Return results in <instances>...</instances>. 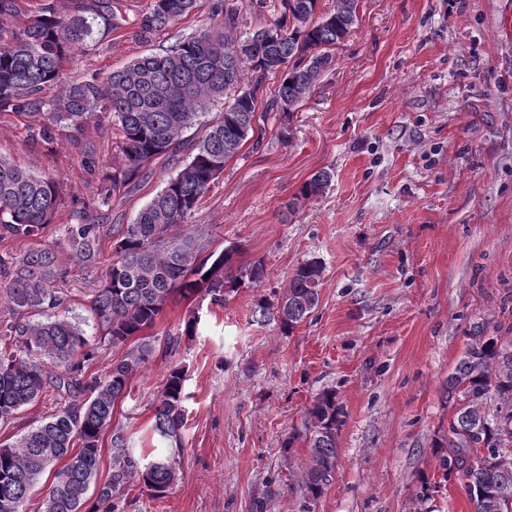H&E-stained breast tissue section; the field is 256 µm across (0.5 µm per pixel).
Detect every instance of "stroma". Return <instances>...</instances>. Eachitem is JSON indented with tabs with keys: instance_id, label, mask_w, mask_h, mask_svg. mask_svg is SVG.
I'll list each match as a JSON object with an SVG mask.
<instances>
[{
	"instance_id": "stroma-1",
	"label": "stroma",
	"mask_w": 512,
	"mask_h": 512,
	"mask_svg": "<svg viewBox=\"0 0 512 512\" xmlns=\"http://www.w3.org/2000/svg\"><path fill=\"white\" fill-rule=\"evenodd\" d=\"M358 16L294 113L291 141L268 117L194 219L201 248L241 245L265 278L224 306L202 295L158 319L157 353L113 423L141 446L165 375L182 365L185 451L172 490L155 498L131 487L125 512H473L463 480L442 481L435 445L453 413L446 382L473 330L493 334L512 307V0H361ZM207 21L203 9L146 42L129 27L79 47L48 92L108 76ZM84 141L33 143L26 119L0 112V157L86 200L96 188L82 150L111 162L112 129L89 127ZM323 168L333 174L326 193L289 212ZM172 172L156 165L121 200L122 223ZM311 259L323 265L315 310L286 336L256 324L258 300ZM177 332L178 351L165 355ZM326 390L342 413L336 468L311 501L300 434ZM427 484L438 490L425 500Z\"/></svg>"
}]
</instances>
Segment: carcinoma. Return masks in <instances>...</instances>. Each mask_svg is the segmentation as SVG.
I'll return each mask as SVG.
<instances>
[{
	"label": "carcinoma",
	"mask_w": 512,
	"mask_h": 512,
	"mask_svg": "<svg viewBox=\"0 0 512 512\" xmlns=\"http://www.w3.org/2000/svg\"><path fill=\"white\" fill-rule=\"evenodd\" d=\"M216 0L211 23L182 36L166 50L139 57L104 79L73 82L58 95H44L79 45L98 44L135 27L149 39L194 14L199 0H151L128 20L121 0H75L60 13L41 8L21 27L7 23L16 0H0V112L33 119L31 140L62 134L81 143L87 126L112 125L116 156L112 170L93 151L84 167L99 177L89 200L71 199L74 221L62 225L53 249L0 256V294L9 319L0 321V427L24 406L53 394L56 406L40 424L18 437L0 438V512H28L30 492L50 467L41 512H124L118 493L135 482L164 497L178 476L184 454L186 371L170 367L155 398L153 432L165 451L145 459L112 427L115 406L130 395V381L156 353L150 333L175 297L200 293L224 305L242 288L259 286L260 261L244 263L242 248L230 245L201 256L191 223L226 164L247 139L266 133L268 112L278 115L279 139L287 143L297 105L309 97L335 62L334 51L358 23L360 0ZM269 12L253 31H240L246 16ZM272 97L260 107L267 81ZM224 100V111L206 119L208 104ZM176 167L163 187L129 224H107L112 202L125 197L158 162ZM332 174L322 169L288 202L292 212L326 193ZM67 203L60 183L0 158V239L33 238ZM112 238L115 260L96 289L89 318L72 317L65 305L63 259L93 280L98 245ZM323 266L300 264L272 304L260 299L256 322L271 319L290 333L316 307ZM94 322L95 336L83 325ZM124 348L102 375L88 369L104 348ZM455 402L448 442L438 443L443 478L457 474L473 512H504L512 496V461L488 463L512 451V342L500 336L471 337L465 355L448 376ZM341 411L336 394L322 392L307 411L304 442L309 448L305 490L312 498L329 485L336 467V430ZM111 434L112 471L97 482L103 435ZM96 495L90 500L88 492Z\"/></svg>",
	"instance_id": "cac0c4a2"
}]
</instances>
